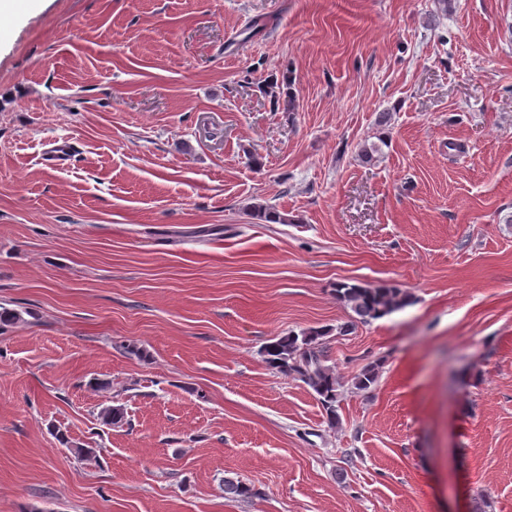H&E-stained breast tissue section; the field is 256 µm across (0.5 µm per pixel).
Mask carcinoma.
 Returning a JSON list of instances; mask_svg holds the SVG:
<instances>
[{
    "label": "carcinoma",
    "mask_w": 512,
    "mask_h": 512,
    "mask_svg": "<svg viewBox=\"0 0 512 512\" xmlns=\"http://www.w3.org/2000/svg\"><path fill=\"white\" fill-rule=\"evenodd\" d=\"M263 91L275 105H284L285 110L295 108V97L288 77L270 76ZM250 213L259 220L286 222L272 208L255 203L249 206ZM337 299L351 311L350 320L338 327L339 334H350L357 325L368 324L412 304L410 293L384 284H336ZM326 329L303 330L278 336L262 348L265 363L272 369L288 374L307 386L320 403L330 427L338 423V408L342 401L343 378L335 367L328 364ZM378 379V367L368 366L356 374L352 386L360 392H369ZM224 494L229 498L249 500L258 495L254 487L246 482L224 479Z\"/></svg>",
    "instance_id": "carcinoma-1"
}]
</instances>
